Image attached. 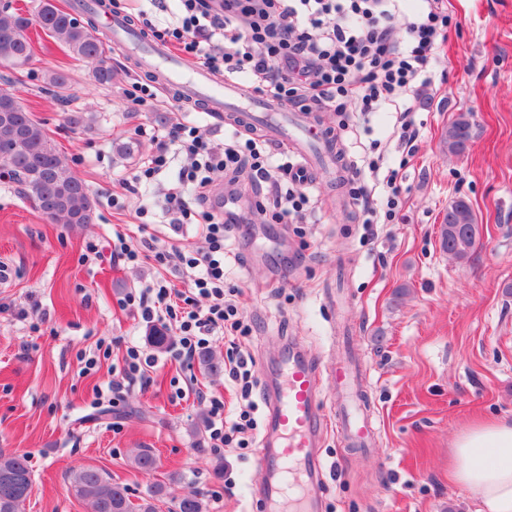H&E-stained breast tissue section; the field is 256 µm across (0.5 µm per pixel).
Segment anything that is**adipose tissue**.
<instances>
[{
  "label": "adipose tissue",
  "instance_id": "obj_1",
  "mask_svg": "<svg viewBox=\"0 0 512 512\" xmlns=\"http://www.w3.org/2000/svg\"><path fill=\"white\" fill-rule=\"evenodd\" d=\"M451 476L476 494L477 512H512V423L485 421L461 432Z\"/></svg>",
  "mask_w": 512,
  "mask_h": 512
}]
</instances>
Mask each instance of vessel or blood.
Listing matches in <instances>:
<instances>
[{
    "label": "vessel or blood",
    "mask_w": 512,
    "mask_h": 512,
    "mask_svg": "<svg viewBox=\"0 0 512 512\" xmlns=\"http://www.w3.org/2000/svg\"><path fill=\"white\" fill-rule=\"evenodd\" d=\"M101 27L141 70L161 76L176 101L191 99L210 112H229L260 129L275 143L289 146L301 159L306 181H315L322 166L337 165V139L326 124L306 113L287 109L276 101L245 94L238 82L215 80L202 68L184 70L179 57L166 46L146 40L121 14L102 15ZM310 360L291 351L282 363V378L268 393V424L263 437L261 465L267 474L262 487L268 512H277L293 500L291 512H314L312 492L323 480L324 465L316 451L321 437L318 395L321 378ZM336 387L356 392V373L348 366H333L328 374ZM340 421L352 443L364 445L373 437L371 419L347 406Z\"/></svg>",
    "instance_id": "vessel-or-blood-1"
}]
</instances>
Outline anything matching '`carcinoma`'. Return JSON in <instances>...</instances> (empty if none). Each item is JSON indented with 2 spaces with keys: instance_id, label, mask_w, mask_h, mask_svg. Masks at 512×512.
<instances>
[{
  "instance_id": "obj_1",
  "label": "carcinoma",
  "mask_w": 512,
  "mask_h": 512,
  "mask_svg": "<svg viewBox=\"0 0 512 512\" xmlns=\"http://www.w3.org/2000/svg\"><path fill=\"white\" fill-rule=\"evenodd\" d=\"M37 26L55 42L65 47L70 56L85 63L100 84L112 82V68L106 65V49L98 37L92 20L77 23L71 12L60 8L55 0H39L35 10L24 13L0 8V63L13 68L27 65L34 57L33 41L23 31ZM9 109L13 122H0V147L10 157L0 163L9 168L13 180L23 187L24 195L41 211L52 201L55 215L66 224H89L93 204L85 184L73 175L64 156L33 114L7 90H0V113ZM474 138V125L467 112H459L448 124L443 138L444 148L459 155ZM476 224L469 204L458 199L448 206V216L439 227V241L444 252L455 259H467L474 247ZM131 466L150 473L158 468L157 456L141 448L130 459ZM74 495L88 502L93 512H157L156 501L163 498L165 488L151 485L139 502L131 500L128 488L112 481L94 467H80L72 480ZM33 492L32 471L28 458L22 454L0 450V512H24V505ZM175 512H203L201 498L184 494L175 505Z\"/></svg>"
}]
</instances>
